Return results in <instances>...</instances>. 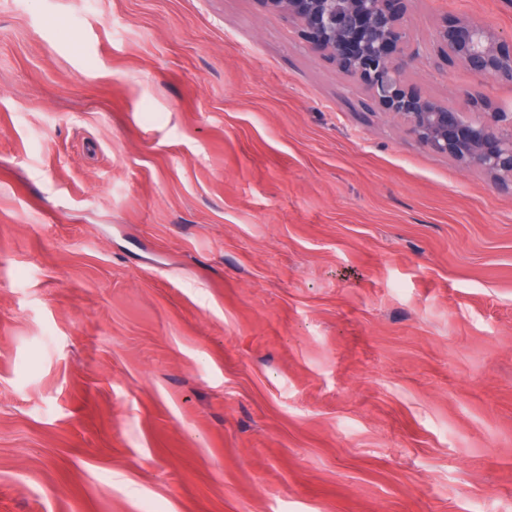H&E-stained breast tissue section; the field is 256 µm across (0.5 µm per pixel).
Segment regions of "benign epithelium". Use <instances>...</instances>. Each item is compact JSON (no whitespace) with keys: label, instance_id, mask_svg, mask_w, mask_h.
I'll return each mask as SVG.
<instances>
[{"label":"benign epithelium","instance_id":"1","mask_svg":"<svg viewBox=\"0 0 512 512\" xmlns=\"http://www.w3.org/2000/svg\"><path fill=\"white\" fill-rule=\"evenodd\" d=\"M295 21L308 48L336 63L365 87L374 108L409 127L424 147L449 155L512 185V113L480 95L469 98L474 119L414 87L407 78L413 0H259ZM438 53L485 80L512 82V38L480 17H444L435 32Z\"/></svg>","mask_w":512,"mask_h":512}]
</instances>
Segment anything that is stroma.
Segmentation results:
<instances>
[{
	"label": "stroma",
	"mask_w": 512,
	"mask_h": 512,
	"mask_svg": "<svg viewBox=\"0 0 512 512\" xmlns=\"http://www.w3.org/2000/svg\"><path fill=\"white\" fill-rule=\"evenodd\" d=\"M512 0H415L409 81ZM512 512V189L259 0H0V512Z\"/></svg>",
	"instance_id": "35a3bbf8"
}]
</instances>
